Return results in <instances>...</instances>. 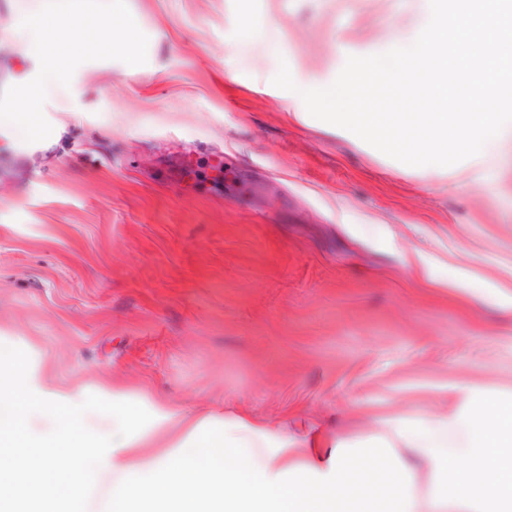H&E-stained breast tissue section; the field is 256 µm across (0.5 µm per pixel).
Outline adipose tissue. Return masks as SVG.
<instances>
[{
    "label": "adipose tissue",
    "instance_id": "1",
    "mask_svg": "<svg viewBox=\"0 0 512 512\" xmlns=\"http://www.w3.org/2000/svg\"><path fill=\"white\" fill-rule=\"evenodd\" d=\"M468 400L463 412L393 425L407 459L325 451L314 433L175 408L160 409L153 431L126 414L99 431L85 426L80 395L42 385L0 344V512L35 474L55 490L33 495L32 512H75L101 476L112 480L101 512H512V401ZM418 461L430 469L422 493Z\"/></svg>",
    "mask_w": 512,
    "mask_h": 512
}]
</instances>
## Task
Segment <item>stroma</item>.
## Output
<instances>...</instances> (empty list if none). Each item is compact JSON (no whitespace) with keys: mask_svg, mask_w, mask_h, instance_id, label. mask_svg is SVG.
I'll return each mask as SVG.
<instances>
[{"mask_svg":"<svg viewBox=\"0 0 512 512\" xmlns=\"http://www.w3.org/2000/svg\"><path fill=\"white\" fill-rule=\"evenodd\" d=\"M0 0V91L39 71ZM147 61L81 64L42 150L0 126V342L139 430L166 402L378 445L512 399V140L413 167L297 87L416 40L429 0H127Z\"/></svg>","mask_w":512,"mask_h":512,"instance_id":"obj_1","label":"stroma"}]
</instances>
